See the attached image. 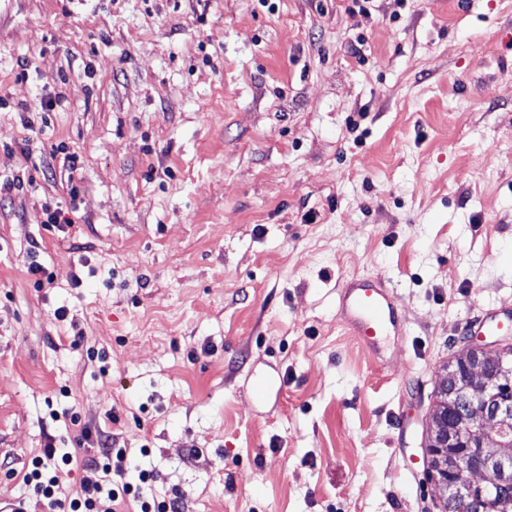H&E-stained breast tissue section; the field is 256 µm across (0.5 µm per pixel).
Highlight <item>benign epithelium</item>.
Here are the masks:
<instances>
[{
	"instance_id": "obj_1",
	"label": "benign epithelium",
	"mask_w": 512,
	"mask_h": 512,
	"mask_svg": "<svg viewBox=\"0 0 512 512\" xmlns=\"http://www.w3.org/2000/svg\"><path fill=\"white\" fill-rule=\"evenodd\" d=\"M502 323H497L495 330L469 334V348L478 353L490 349H499L512 342V335L501 333ZM460 422L444 432L443 446H452L456 450L457 465L452 476L443 479L442 488L448 498L456 501L468 499L477 489L485 486L471 480L470 475L477 472L493 470L498 480L493 487L502 489L498 505H512V455H496L485 450L486 428L497 427L512 417V405L490 403L488 388L481 371L474 367L468 376V385L455 393Z\"/></svg>"
}]
</instances>
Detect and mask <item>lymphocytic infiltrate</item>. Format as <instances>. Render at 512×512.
I'll list each match as a JSON object with an SVG mask.
<instances>
[{
	"instance_id": "lymphocytic-infiltrate-1",
	"label": "lymphocytic infiltrate",
	"mask_w": 512,
	"mask_h": 512,
	"mask_svg": "<svg viewBox=\"0 0 512 512\" xmlns=\"http://www.w3.org/2000/svg\"><path fill=\"white\" fill-rule=\"evenodd\" d=\"M80 441L96 447L98 454L83 461L87 476L76 496L65 491L74 458L68 452L58 453L53 444H46L41 455L33 457L23 476L24 484L47 502L51 512H119L126 502L135 503L139 512H180L182 493L158 497L150 472L141 471L137 481L127 480L128 451L120 447L115 435L85 426Z\"/></svg>"
}]
</instances>
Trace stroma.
Returning a JSON list of instances; mask_svg holds the SVG:
<instances>
[{
  "label": "stroma",
  "instance_id": "35a3bbf8",
  "mask_svg": "<svg viewBox=\"0 0 512 512\" xmlns=\"http://www.w3.org/2000/svg\"><path fill=\"white\" fill-rule=\"evenodd\" d=\"M509 29L512 0H0V512H49L20 473L73 414L187 512H439L443 366L512 310ZM366 274L405 328L379 356L337 317Z\"/></svg>",
  "mask_w": 512,
  "mask_h": 512
}]
</instances>
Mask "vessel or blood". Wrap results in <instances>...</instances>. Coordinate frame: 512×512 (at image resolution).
<instances>
[{
	"label": "vessel or blood",
	"mask_w": 512,
	"mask_h": 512,
	"mask_svg": "<svg viewBox=\"0 0 512 512\" xmlns=\"http://www.w3.org/2000/svg\"><path fill=\"white\" fill-rule=\"evenodd\" d=\"M341 324L366 348L377 349L384 337L401 335L395 291L383 276L346 279L339 294Z\"/></svg>",
	"instance_id": "b4317fda"
}]
</instances>
